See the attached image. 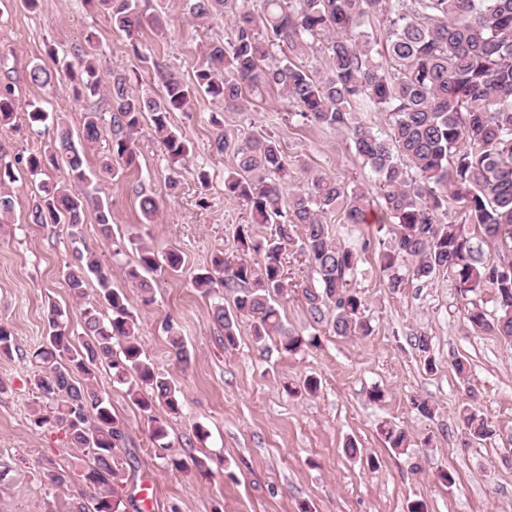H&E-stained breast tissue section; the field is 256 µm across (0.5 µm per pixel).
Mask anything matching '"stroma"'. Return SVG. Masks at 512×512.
Listing matches in <instances>:
<instances>
[{
    "instance_id": "obj_1",
    "label": "stroma",
    "mask_w": 512,
    "mask_h": 512,
    "mask_svg": "<svg viewBox=\"0 0 512 512\" xmlns=\"http://www.w3.org/2000/svg\"><path fill=\"white\" fill-rule=\"evenodd\" d=\"M141 6L148 15H159L161 24L144 26L138 58L106 13L91 10L84 0H40L33 11L18 0H0V83L14 86L17 103L13 124L0 126V163L12 167L16 177L8 186L12 218L0 224V323L9 327L16 344L12 356L0 357V512H76L90 492L80 478L87 462L70 450L64 432L33 424L36 391L28 361L46 334L49 303L68 306L71 328L80 326V307L65 283L79 248L96 253L111 268L113 287L126 293L137 319L142 348L180 391L179 414L161 405L155 409L173 453L194 455L209 466L205 472L168 467L125 387L114 384L109 371L99 370L98 383L112 413L126 425L125 479L117 487L124 512H141L139 492L147 480L157 492L154 512H212L217 504L224 512H300L305 506L310 512H408L416 500L424 501L428 512H512V344L470 328L464 319L470 303L492 309L493 293L460 295L445 273L426 285L390 292L377 253L391 236L379 224L345 223L339 210L324 216L331 236L360 252L351 286L367 307L370 336L339 337L327 324L313 321L297 289L313 274L289 248L285 257L292 287L277 298L283 321L299 333L319 334L320 346L287 355L277 337L255 344L245 318L238 321L236 346H225L224 329L212 310L218 304L232 308L234 294L219 284L193 287L191 277L210 268L219 252L261 262L260 254L242 252L236 231L250 225L253 240L261 241L270 228L252 223L246 206L225 196L224 178L236 163L232 153L212 151L214 119H221L233 139L263 134L277 140L288 158L286 192L308 189L314 175L334 177L351 188L370 189L376 181L346 133L303 123L279 91L254 93L237 111L200 95L188 111L171 113V126L189 144L188 157L176 168L151 122H143L134 137L136 165L119 178L95 180L92 188L112 204L111 237L102 236L91 211L77 246L66 226L31 222L34 192L17 159L42 150L52 132L30 127L26 114L41 107L62 117L77 135L87 105L67 80L45 87L30 82V67L48 61V49L71 54L87 32H95L102 83L113 74L135 71L140 75L135 90L158 94L160 73L191 80L205 45L228 31L222 20L195 22L182 0H141ZM203 172L208 182H200ZM138 186L159 201L153 223L142 221L134 193ZM134 239L175 250L184 261L182 273L159 281L148 303L123 275L136 260L130 246ZM168 323L182 337L187 361H178L169 345ZM418 330L432 338L436 372L424 370L410 344ZM455 356L468 360V382L452 369ZM310 374L321 380L317 396L287 393V386ZM377 389L383 393L378 401L371 397ZM471 389L496 429L481 442L467 440L458 426L459 407ZM414 396L432 401V418L412 410ZM385 421L408 432L409 448L386 446L378 431ZM199 426L207 432L205 439L195 433ZM350 437L366 456L376 457L377 470L345 455ZM47 457L71 473L69 487L44 486L38 462ZM441 469L454 473L455 484L440 483Z\"/></svg>"
}]
</instances>
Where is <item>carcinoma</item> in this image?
Wrapping results in <instances>:
<instances>
[{"label": "carcinoma", "instance_id": "cac0c4a2", "mask_svg": "<svg viewBox=\"0 0 512 512\" xmlns=\"http://www.w3.org/2000/svg\"><path fill=\"white\" fill-rule=\"evenodd\" d=\"M93 2L125 34L133 54L145 60L139 48L141 29L159 18L146 17L140 0H86ZM187 8L196 22L226 18L229 33L206 44L191 81L164 75L162 93L155 97L133 89L138 76L113 75L106 93L108 113L88 109L79 140L56 121L49 146L25 158L38 187L31 221L65 224L75 241L91 208L101 234L112 237L111 203L88 191L72 192L55 182L50 170L63 163L72 182L91 181L85 150L101 137L106 123L113 155L131 165L136 156L133 134L145 118L153 123L171 163L180 164L188 144L170 126L171 113L188 111L199 95L236 110L244 106L246 92L276 89L304 120L346 132L376 175L382 211L394 235L393 244L378 255L387 288L397 293L411 282L425 284L441 271L453 277L462 294L490 288L495 312L475 304L466 319L472 328L512 343V0H187ZM372 14L387 19L380 49L365 29ZM309 38L323 39L324 71L294 61ZM86 41L71 61L48 51L54 67L34 65L30 82L47 86L63 77L76 97L99 95L98 49L93 35ZM15 107L11 86L0 87V125L11 123ZM353 112L387 113L388 132L374 133L353 123ZM212 149L219 155L231 150L236 160V169L224 178V195L243 202L254 223L272 226L263 245L253 243L250 225L238 229L245 250L263 251L261 264L230 260L221 252L213 256L210 269L192 277L198 288L219 282L237 289L233 311L214 306L225 340L235 343L243 317L250 320L257 344L277 336L279 349L289 355L320 346L318 334L304 337L286 327L276 301L288 288L281 255L295 242L316 275L315 283L301 288L313 320L330 317L329 329L343 338L371 335L365 303L349 288L360 255L335 242L323 221L339 207L346 223H363L374 203L370 191L317 176L309 189L285 200L281 181L288 175V160L274 139L249 137L235 144L221 130ZM450 187L467 214L463 224L444 218ZM135 194L143 220L153 222L158 200L142 189ZM131 244L137 260L124 275L144 293L151 292L152 281L182 268L175 251L161 255L142 241ZM490 244L497 248L493 256L485 252ZM76 260L65 276L71 295L83 297L87 282L95 280L108 314L85 306L80 317L86 339L77 343L67 310L49 305L45 342L31 356L38 394L34 425L60 428L72 448L92 458L81 474L95 490L90 512H122L115 486L124 477L125 423L112 414L99 387V363H107L112 382L127 387L161 458L179 471L190 464L202 471L207 464L194 456L186 460L167 454L166 427L153 416V407L160 403L178 413L180 390L138 342L137 320L126 294L112 287V273L91 251L76 250ZM403 266L408 267L406 277L400 274ZM411 342L425 369L436 371L432 338L419 331ZM459 420L472 440L495 434L471 391ZM381 433L395 450L410 446L401 428L385 426ZM38 465L46 486L70 484L71 474L52 459Z\"/></svg>", "mask_w": 512, "mask_h": 512}]
</instances>
